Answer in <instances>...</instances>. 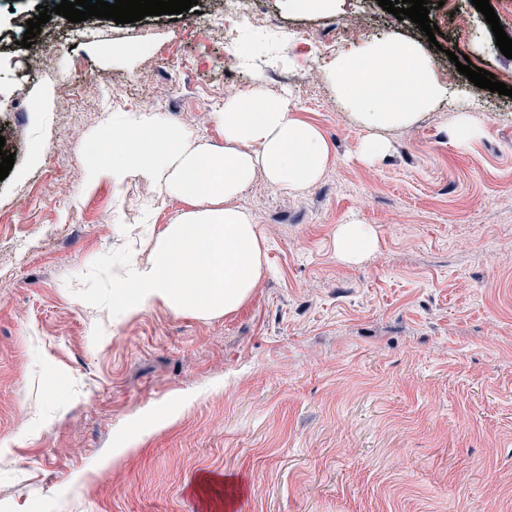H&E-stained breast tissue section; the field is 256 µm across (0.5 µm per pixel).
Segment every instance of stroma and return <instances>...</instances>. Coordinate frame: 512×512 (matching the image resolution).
Masks as SVG:
<instances>
[{
	"label": "stroma",
	"instance_id": "obj_1",
	"mask_svg": "<svg viewBox=\"0 0 512 512\" xmlns=\"http://www.w3.org/2000/svg\"><path fill=\"white\" fill-rule=\"evenodd\" d=\"M0 0V512H512V98L478 88L448 52L496 80L512 59L470 0L458 31L429 0L437 43L377 0L296 13L264 0L281 33L205 32L196 11L118 24L97 41L54 19L21 47ZM362 16L354 37L346 20ZM306 34L320 42L307 50ZM413 42L444 94L408 125L372 132L326 77L336 56ZM247 46L224 65L227 42ZM49 51L45 71L28 69ZM150 83L133 81L137 66ZM102 67L120 103L94 83ZM261 81L329 145L317 183L292 194L255 180L239 197L266 242L251 299L203 319L152 306L112 315V275L133 240L189 205L136 177L97 175L115 127L145 110L224 149L217 114ZM72 109L53 111L52 86ZM485 129L458 147L460 114ZM385 154L365 161L371 134ZM370 225L376 247L342 261L336 229ZM59 392L57 400L46 390ZM180 408L156 430L150 414ZM138 437L113 462L112 449Z\"/></svg>",
	"mask_w": 512,
	"mask_h": 512
}]
</instances>
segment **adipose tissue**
Returning a JSON list of instances; mask_svg holds the SVG:
<instances>
[{"instance_id":"obj_1","label":"adipose tissue","mask_w":512,"mask_h":512,"mask_svg":"<svg viewBox=\"0 0 512 512\" xmlns=\"http://www.w3.org/2000/svg\"><path fill=\"white\" fill-rule=\"evenodd\" d=\"M344 102L374 128L410 123L442 94L431 60L407 42L366 46L339 55L328 73ZM224 150L214 153L191 133L155 115L112 135L113 182L137 175L160 193L193 203L154 238L147 260L130 259L112 283V306L122 312L160 305L178 314L212 318L247 303L264 274L265 242L250 211L236 200L263 175L276 190L302 192L324 174L329 148L318 130L298 119L290 102L257 88L229 98L220 114ZM376 245L369 225H340L336 248L354 262Z\"/></svg>"}]
</instances>
